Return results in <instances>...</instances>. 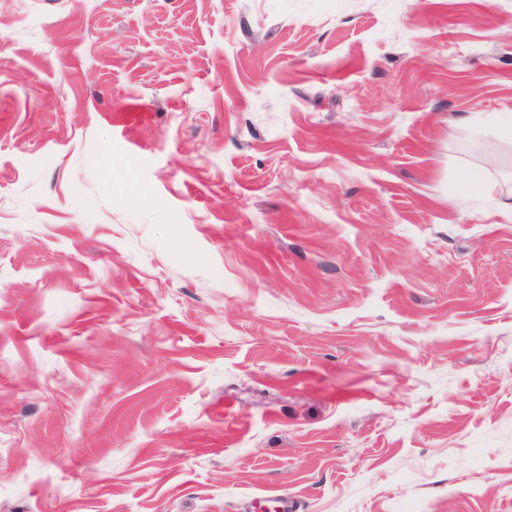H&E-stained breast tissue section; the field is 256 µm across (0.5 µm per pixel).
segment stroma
I'll use <instances>...</instances> for the list:
<instances>
[{
    "label": "stroma",
    "mask_w": 512,
    "mask_h": 512,
    "mask_svg": "<svg viewBox=\"0 0 512 512\" xmlns=\"http://www.w3.org/2000/svg\"><path fill=\"white\" fill-rule=\"evenodd\" d=\"M505 113L512 0H0V512H512Z\"/></svg>",
    "instance_id": "obj_1"
}]
</instances>
